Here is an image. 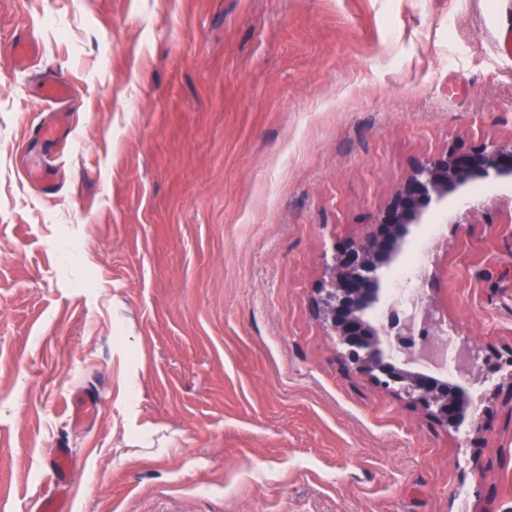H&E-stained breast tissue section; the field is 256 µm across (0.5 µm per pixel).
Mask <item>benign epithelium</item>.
<instances>
[{"instance_id": "benign-epithelium-1", "label": "benign epithelium", "mask_w": 512, "mask_h": 512, "mask_svg": "<svg viewBox=\"0 0 512 512\" xmlns=\"http://www.w3.org/2000/svg\"><path fill=\"white\" fill-rule=\"evenodd\" d=\"M491 177L512 181V142L449 147L417 161L376 227L334 251L328 280L312 298L317 319L338 338L355 371L455 430L470 403L468 388L408 369L416 351L412 325L391 313L384 323L375 313L386 305L384 274L398 261L412 228L424 223L428 206ZM422 322L423 335L446 334L428 304Z\"/></svg>"}]
</instances>
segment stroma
Returning <instances> with one entry per match:
<instances>
[{
	"label": "stroma",
	"mask_w": 512,
	"mask_h": 512,
	"mask_svg": "<svg viewBox=\"0 0 512 512\" xmlns=\"http://www.w3.org/2000/svg\"><path fill=\"white\" fill-rule=\"evenodd\" d=\"M508 21L512 0H0V512H37L57 448L69 512H512V184L431 206L384 275L422 252L478 428L353 372L311 306L416 161L512 141ZM49 78L73 90L61 147L33 133ZM82 390L101 409L75 424ZM25 174L27 178L37 183L42 190L49 191L52 189V169L49 163L44 160H38L34 164L25 165Z\"/></svg>",
	"instance_id": "obj_1"
}]
</instances>
